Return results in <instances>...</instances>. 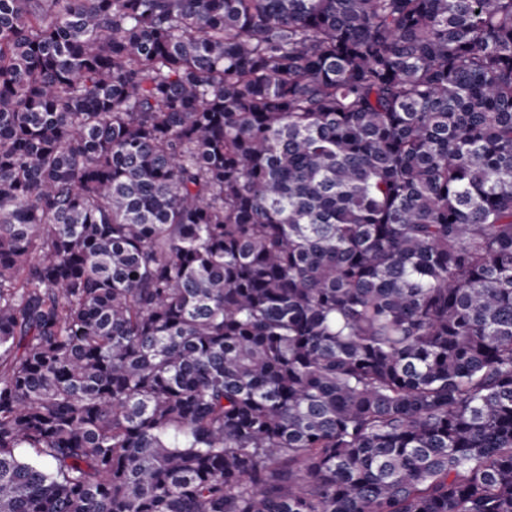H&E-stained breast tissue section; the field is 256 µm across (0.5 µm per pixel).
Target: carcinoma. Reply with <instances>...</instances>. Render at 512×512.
Here are the masks:
<instances>
[{
  "label": "carcinoma",
  "instance_id": "carcinoma-1",
  "mask_svg": "<svg viewBox=\"0 0 512 512\" xmlns=\"http://www.w3.org/2000/svg\"><path fill=\"white\" fill-rule=\"evenodd\" d=\"M0 512H512V0H0Z\"/></svg>",
  "mask_w": 512,
  "mask_h": 512
}]
</instances>
